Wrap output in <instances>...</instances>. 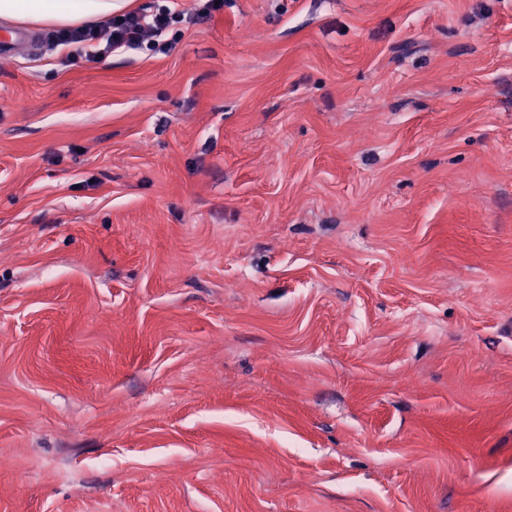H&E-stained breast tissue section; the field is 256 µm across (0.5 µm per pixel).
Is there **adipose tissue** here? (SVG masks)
I'll list each match as a JSON object with an SVG mask.
<instances>
[{"mask_svg":"<svg viewBox=\"0 0 512 512\" xmlns=\"http://www.w3.org/2000/svg\"><path fill=\"white\" fill-rule=\"evenodd\" d=\"M131 0H0V21L34 28H75L111 18Z\"/></svg>","mask_w":512,"mask_h":512,"instance_id":"obj_1","label":"adipose tissue"}]
</instances>
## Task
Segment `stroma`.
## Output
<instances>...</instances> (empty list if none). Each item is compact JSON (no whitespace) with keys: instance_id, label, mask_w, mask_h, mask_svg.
Returning a JSON list of instances; mask_svg holds the SVG:
<instances>
[{"instance_id":"obj_1","label":"stroma","mask_w":512,"mask_h":512,"mask_svg":"<svg viewBox=\"0 0 512 512\" xmlns=\"http://www.w3.org/2000/svg\"><path fill=\"white\" fill-rule=\"evenodd\" d=\"M177 3L0 56V512H512V0Z\"/></svg>"}]
</instances>
